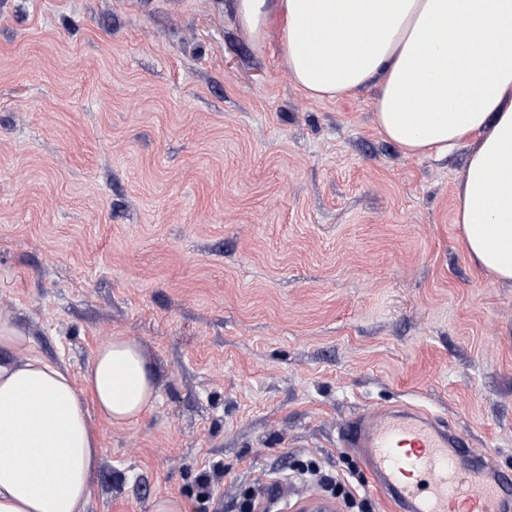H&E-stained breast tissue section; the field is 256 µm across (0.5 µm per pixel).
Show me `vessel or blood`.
<instances>
[{"instance_id":"1","label":"vessel or blood","mask_w":512,"mask_h":512,"mask_svg":"<svg viewBox=\"0 0 512 512\" xmlns=\"http://www.w3.org/2000/svg\"><path fill=\"white\" fill-rule=\"evenodd\" d=\"M354 450L395 512H512V469L476 453L468 438L422 406L366 408L338 436ZM284 512H338L336 500L311 494Z\"/></svg>"}]
</instances>
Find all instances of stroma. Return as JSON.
Instances as JSON below:
<instances>
[{
	"mask_svg": "<svg viewBox=\"0 0 512 512\" xmlns=\"http://www.w3.org/2000/svg\"><path fill=\"white\" fill-rule=\"evenodd\" d=\"M234 3L0 0V320L76 378L134 337L157 379L139 423L96 420L86 512L297 500L290 461L341 469L366 406L512 466V283L454 222L469 145L405 153L373 86L306 97Z\"/></svg>",
	"mask_w": 512,
	"mask_h": 512,
	"instance_id": "1",
	"label": "stroma"
}]
</instances>
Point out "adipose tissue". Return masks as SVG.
I'll list each match as a JSON object with an SVG mask.
<instances>
[{"mask_svg": "<svg viewBox=\"0 0 512 512\" xmlns=\"http://www.w3.org/2000/svg\"><path fill=\"white\" fill-rule=\"evenodd\" d=\"M257 42L276 39L308 96H352L380 83L374 121L412 155L480 140L454 202L469 260L512 283V0H237ZM0 512H85L101 462L93 423H137L157 398L139 341L113 335L81 379L0 322Z\"/></svg>", "mask_w": 512, "mask_h": 512, "instance_id": "ef3b65f1", "label": "adipose tissue"}]
</instances>
